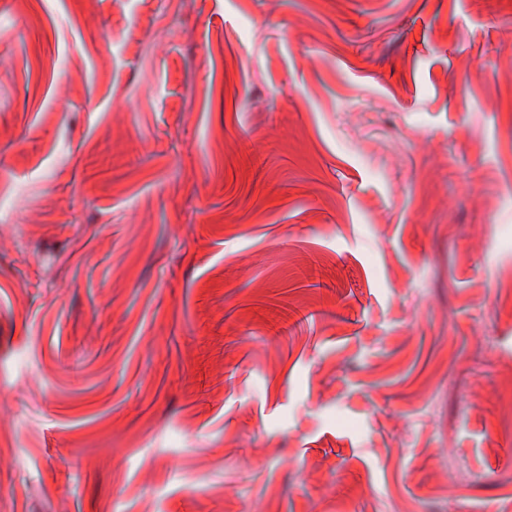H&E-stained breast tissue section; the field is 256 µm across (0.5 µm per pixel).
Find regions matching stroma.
Returning a JSON list of instances; mask_svg holds the SVG:
<instances>
[{
	"label": "stroma",
	"instance_id": "1",
	"mask_svg": "<svg viewBox=\"0 0 512 512\" xmlns=\"http://www.w3.org/2000/svg\"><path fill=\"white\" fill-rule=\"evenodd\" d=\"M512 0H0V512H512Z\"/></svg>",
	"mask_w": 512,
	"mask_h": 512
}]
</instances>
